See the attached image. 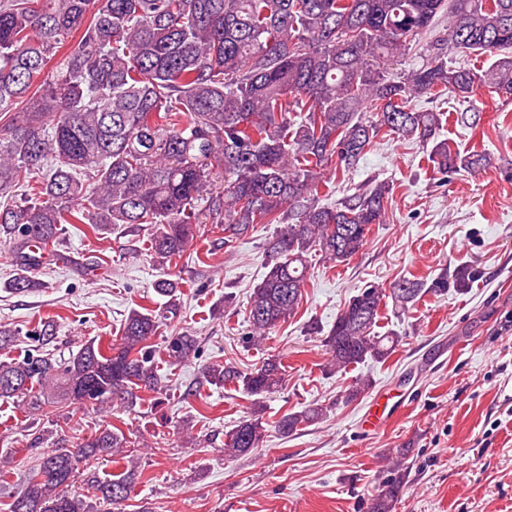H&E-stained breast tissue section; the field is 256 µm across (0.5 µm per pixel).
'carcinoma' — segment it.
Listing matches in <instances>:
<instances>
[{
    "label": "carcinoma",
    "mask_w": 512,
    "mask_h": 512,
    "mask_svg": "<svg viewBox=\"0 0 512 512\" xmlns=\"http://www.w3.org/2000/svg\"><path fill=\"white\" fill-rule=\"evenodd\" d=\"M444 11L448 34L426 62L390 71ZM76 34V46L54 60ZM450 54L492 63L477 76L448 63ZM478 80L512 99V0H0V112L9 113L0 121V199L28 188L25 205H3L0 231L21 236L28 270L38 260L26 244L57 240L64 224H149L150 256L169 268L198 236L203 214L224 226L226 243L256 224H280L246 308V340L259 344L299 308L310 255L344 263L383 223L388 181L321 203L347 189L346 176L376 140L429 147L428 166L444 177L492 164L483 151L462 153L439 138L445 113L416 108L444 92L467 99ZM214 167L224 174L222 192L207 191ZM480 277L461 265L428 281L365 286L323 339L329 367L394 353L399 336L374 332L383 306L404 311L425 294L465 292ZM159 327L154 310L132 309L107 353L88 340L66 357L39 348L0 359V400L35 413L116 396L132 406L143 389L161 395L150 345ZM163 354L168 365H184L198 356L197 339L169 336ZM202 374L252 398L224 439L225 459L250 455L264 441V399L285 382L280 359L271 354L250 370L212 363ZM323 415L312 405L275 428L289 437ZM129 447L114 426L76 448L36 449L39 467L3 512L121 509L137 478L134 459L117 473H88L84 493L69 487L81 464L122 458ZM407 453L388 458L367 512H396Z\"/></svg>",
    "instance_id": "cac0c4a2"
}]
</instances>
